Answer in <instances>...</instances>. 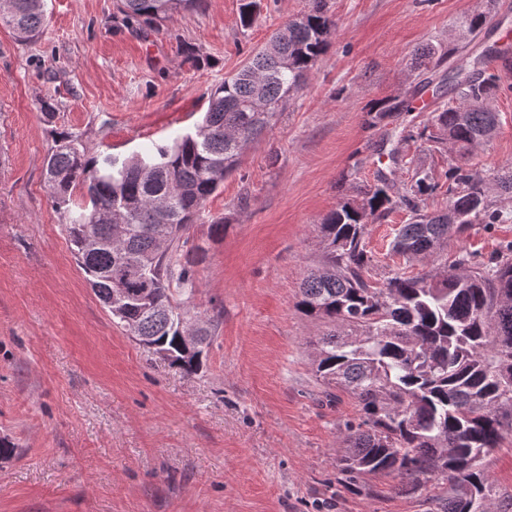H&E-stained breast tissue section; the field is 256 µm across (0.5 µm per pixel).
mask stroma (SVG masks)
<instances>
[{"label": "stroma", "instance_id": "stroma-1", "mask_svg": "<svg viewBox=\"0 0 512 512\" xmlns=\"http://www.w3.org/2000/svg\"><path fill=\"white\" fill-rule=\"evenodd\" d=\"M336 28L304 86L248 144L189 231L199 288L186 307L210 333L205 366L186 375L113 319L80 270L45 183L53 135H79L89 156L131 155L193 129L211 91L309 0H261L247 29L240 0H202L159 31L126 28L116 0H45L32 41L0 25V512H439L445 483L398 492L385 474L348 480L336 465L354 398L312 371L321 321L295 307L321 260L319 226L358 199L398 150V184L431 169L432 210L447 202L448 151L419 136L432 114L400 115L412 138L368 127L376 103L426 83L433 106L449 71L493 42L512 43V0H326ZM483 14L479 35L456 23ZM448 44L440 67L414 53ZM496 134L469 158L489 174L512 163V61H495ZM53 112H43V101ZM224 223L223 238L210 234ZM407 212L368 228L372 280L429 266L394 255ZM512 244V219L450 237L475 261Z\"/></svg>", "mask_w": 512, "mask_h": 512}]
</instances>
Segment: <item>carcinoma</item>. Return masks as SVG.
<instances>
[{
	"label": "carcinoma",
	"instance_id": "1",
	"mask_svg": "<svg viewBox=\"0 0 512 512\" xmlns=\"http://www.w3.org/2000/svg\"><path fill=\"white\" fill-rule=\"evenodd\" d=\"M200 0H120L130 24L158 28ZM259 0H243L240 24L255 21ZM0 23L21 41L40 37L44 0H5ZM336 22L324 0L278 28L248 62L224 78L195 128L166 145L127 157H90L77 137L60 132L45 158V179L79 267L99 300L129 294L120 326L140 345L192 375L202 359L185 352L178 298L196 293L193 263L180 254L189 225L207 199L236 170L246 144L283 111L290 96L326 51ZM508 51L489 49L482 67L448 77V102L434 110L419 137L448 147V205L427 210L439 187L417 168L400 191L378 176L358 200L345 202L320 225L325 255L303 278L297 306L329 331L317 342L313 372L329 390L357 402L362 421L345 424L341 472L352 478L388 474L398 491L423 479L448 483L442 512H512L482 468V460L512 436V255L475 265L458 256L453 271L421 276L396 271L378 284L369 277L368 225L400 209L392 250L434 261L448 242L473 224H500L487 179L467 164L497 129L498 77L491 62ZM411 99L387 101L369 113L375 128ZM458 221L448 223V212Z\"/></svg>",
	"mask_w": 512,
	"mask_h": 512
}]
</instances>
